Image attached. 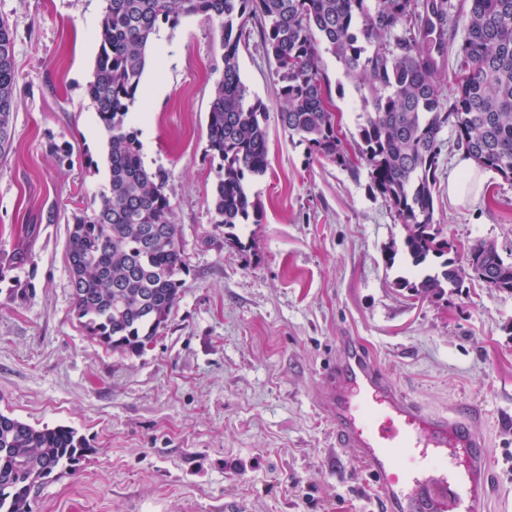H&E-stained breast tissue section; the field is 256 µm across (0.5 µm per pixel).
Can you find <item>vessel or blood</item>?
<instances>
[{"instance_id":"1","label":"vessel or blood","mask_w":512,"mask_h":512,"mask_svg":"<svg viewBox=\"0 0 512 512\" xmlns=\"http://www.w3.org/2000/svg\"><path fill=\"white\" fill-rule=\"evenodd\" d=\"M322 404L336 445L356 449L384 512H483L490 453L467 415L425 413L355 342L344 341Z\"/></svg>"}]
</instances>
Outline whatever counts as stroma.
<instances>
[{"mask_svg": "<svg viewBox=\"0 0 512 512\" xmlns=\"http://www.w3.org/2000/svg\"><path fill=\"white\" fill-rule=\"evenodd\" d=\"M105 0H0L14 31L15 153L0 163V412L76 429L87 461L43 486L33 512H380V490L318 405L344 337L362 343L426 412L473 406L488 444L487 512H512V293L472 282L439 297L385 249L407 230L355 156L360 102L323 53L342 166L270 120L269 168L249 182L262 220L225 241L211 218L219 162L208 112L220 35L196 16L161 25L132 113L147 169L166 171L189 266L176 310L137 355L106 350L74 319L66 219L106 183L86 94ZM251 96L276 108L275 64L258 34L239 52ZM65 138L71 158L49 154ZM435 219L461 248L493 241L512 261V181L449 197L463 154L443 129Z\"/></svg>", "mask_w": 512, "mask_h": 512, "instance_id": "obj_1", "label": "stroma"}]
</instances>
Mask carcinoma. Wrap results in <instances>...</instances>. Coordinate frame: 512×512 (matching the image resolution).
Segmentation results:
<instances>
[{
  "label": "carcinoma",
  "instance_id": "carcinoma-1",
  "mask_svg": "<svg viewBox=\"0 0 512 512\" xmlns=\"http://www.w3.org/2000/svg\"><path fill=\"white\" fill-rule=\"evenodd\" d=\"M98 55L87 83L106 135L108 189L98 205L67 218L66 260L72 314L91 340L136 355L167 327L187 270L173 221L168 175L144 165L128 126L154 36L163 23L198 16L217 27L223 68L208 112V151L220 160L212 223L227 238L260 223L247 182L268 170L270 109L250 100L239 69L240 46L256 24L278 78L277 122L311 153L347 165L336 113L324 83L320 45L335 56L360 96L357 149L372 187L408 228L403 250L421 277L400 279L416 295H441L474 280L512 292V261L484 239L456 252L434 217L440 133L458 149L512 181V0H105ZM465 21L456 50V96L438 81L448 28ZM18 73L14 35L0 19V160L13 149ZM442 259L430 268L431 259ZM469 261L474 275L459 264ZM91 448L67 426L36 428L0 412V512H32L31 495L53 475L75 472Z\"/></svg>",
  "mask_w": 512,
  "mask_h": 512
}]
</instances>
